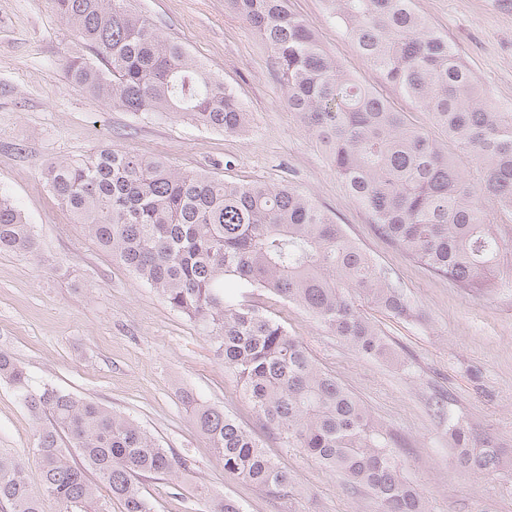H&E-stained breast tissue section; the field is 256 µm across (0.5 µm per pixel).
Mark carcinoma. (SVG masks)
I'll return each instance as SVG.
<instances>
[{"mask_svg":"<svg viewBox=\"0 0 512 512\" xmlns=\"http://www.w3.org/2000/svg\"><path fill=\"white\" fill-rule=\"evenodd\" d=\"M334 19L361 55L441 128V142L408 123L373 88L345 71L295 15L289 0H225L269 46L288 111L316 134L349 196L380 236L430 272L471 292L507 247L498 212L512 214V112L482 96L453 48L412 0H329ZM89 55L66 61L69 85L127 112L190 118L239 134L247 112L224 80L164 38L127 0H53ZM480 170L474 189L450 147ZM43 178L103 251L202 324L258 416L290 448L343 473L371 493L379 512H427L403 476L406 445L383 432L360 400L319 368L303 343L268 310L238 296L247 286L311 313L356 352L388 358L390 347L363 317L367 301L399 318L416 310L387 269L343 225L289 184L239 185L206 173L179 174L134 150L54 163ZM0 252L35 257L39 243L11 198L0 193ZM0 380L39 423L40 488L20 463L0 456V512H151L147 478L189 470L134 420L49 384H35L0 350ZM195 424L224 473L269 500L288 496L290 477L235 418L190 395ZM463 468L501 469L506 449L476 441L462 422L448 428Z\"/></svg>","mask_w":512,"mask_h":512,"instance_id":"cac0c4a2","label":"carcinoma"}]
</instances>
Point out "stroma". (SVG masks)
Instances as JSON below:
<instances>
[{"label":"stroma","instance_id":"obj_1","mask_svg":"<svg viewBox=\"0 0 512 512\" xmlns=\"http://www.w3.org/2000/svg\"><path fill=\"white\" fill-rule=\"evenodd\" d=\"M130 6L224 79L248 113L249 130L227 136L157 112L132 114L73 89L65 64L82 46L52 0H0V191L26 216L42 256L37 263L0 253V349L35 383L120 412L187 459L188 472L144 482L152 512H208L211 499L226 495L243 512H378L366 490L266 429L202 326L71 224L42 172L112 148L164 158L180 173L288 183L333 213L359 247L395 274L418 315L397 319L362 304L392 349L385 361L359 355L298 305L268 293L258 295L260 305L384 430L406 442L404 474L428 512H512V467L495 475L464 469L448 436L449 422L460 420L476 438L512 448V218L504 221L509 250L496 288H456L378 235L315 135L286 109L270 49L224 0H130ZM414 6L448 40L482 94L512 112V0H414ZM290 8L341 66L417 127L432 130L430 116L359 55L325 0H290ZM187 392L231 414L288 469L285 499L271 503L254 485L225 476L182 402ZM441 397L439 416L433 404ZM36 430L16 391L0 381V454L18 458L35 488Z\"/></svg>","mask_w":512,"mask_h":512}]
</instances>
